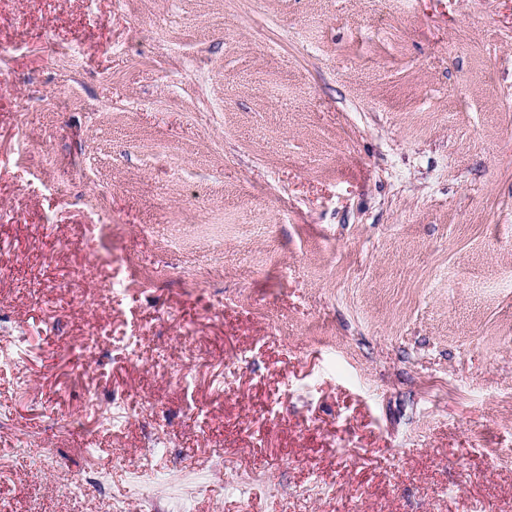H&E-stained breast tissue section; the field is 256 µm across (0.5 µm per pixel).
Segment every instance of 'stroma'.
Wrapping results in <instances>:
<instances>
[{
	"mask_svg": "<svg viewBox=\"0 0 512 512\" xmlns=\"http://www.w3.org/2000/svg\"><path fill=\"white\" fill-rule=\"evenodd\" d=\"M145 492L512 512V0H0V512Z\"/></svg>",
	"mask_w": 512,
	"mask_h": 512,
	"instance_id": "35a3bbf8",
	"label": "stroma"
}]
</instances>
